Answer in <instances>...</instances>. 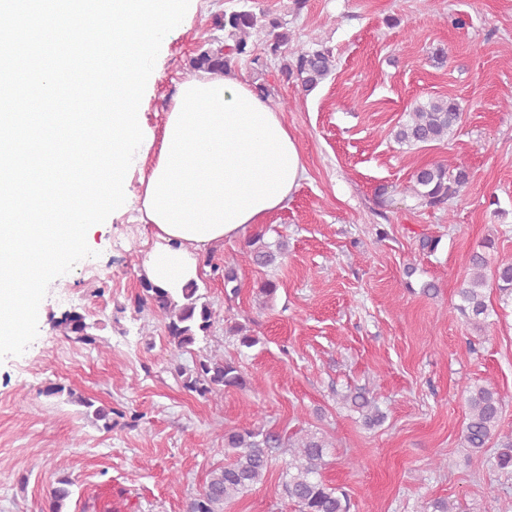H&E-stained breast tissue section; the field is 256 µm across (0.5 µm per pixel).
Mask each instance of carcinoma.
I'll use <instances>...</instances> for the list:
<instances>
[{"instance_id":"carcinoma-1","label":"carcinoma","mask_w":512,"mask_h":512,"mask_svg":"<svg viewBox=\"0 0 512 512\" xmlns=\"http://www.w3.org/2000/svg\"><path fill=\"white\" fill-rule=\"evenodd\" d=\"M267 30L263 54L282 60L280 72L293 79L303 90L310 91L332 71L334 57L328 48L306 49L290 46L288 33L276 19L265 12L257 13L248 5L224 14V44L200 51L190 61L194 70L229 74L242 61L257 63L255 44L249 43L253 33ZM462 118L461 106L453 98L431 99L415 106L406 121L393 133L394 139L404 145L441 141L455 131ZM470 173L464 167L450 171L445 163H430L416 169L409 190L418 204L425 207H443L460 195L469 183ZM287 245L279 241L271 245L264 235L257 233L245 243V254L250 262L261 267H272L286 255ZM141 288L149 299L152 310L164 326L167 341L178 352H189L199 339L208 336L214 325L225 320L221 312L203 300L196 282L182 289L179 298L141 279ZM496 288L500 294L512 296V261L491 264L483 252H474L468 259V273L457 291L460 302L456 310L467 325L485 332L493 325L486 303V290ZM65 335L85 344H96L92 325L85 315L72 311L59 321ZM226 333L233 337L237 350L244 352L260 343L245 325L234 322L226 325ZM185 389L200 396L219 393L227 388L243 389L247 377L234 359H215L204 356L194 368L177 369ZM468 409V421L463 430L466 447L477 453L498 435L503 402L497 390L489 385L468 384L463 387ZM345 402L359 413L368 427L378 426L384 415L379 411L376 396L364 388L345 395ZM80 403L94 408L95 420L106 430L112 428V409L94 406L90 400ZM288 449L290 460L285 471L283 491L299 508V512H350L347 493L324 479L328 443L314 433L303 434L292 440L267 429L259 413L252 414L245 425L224 428V455L228 462L210 471L202 489L186 504V512H224V503L263 482L282 449ZM72 482L61 479L50 491L49 512H63L69 498Z\"/></svg>"}]
</instances>
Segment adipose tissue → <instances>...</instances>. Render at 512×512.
<instances>
[{
    "label": "adipose tissue",
    "mask_w": 512,
    "mask_h": 512,
    "mask_svg": "<svg viewBox=\"0 0 512 512\" xmlns=\"http://www.w3.org/2000/svg\"><path fill=\"white\" fill-rule=\"evenodd\" d=\"M304 175L297 140L264 95L228 75L182 81L137 199L154 238L142 277L180 295L201 251L262 223Z\"/></svg>",
    "instance_id": "adipose-tissue-1"
}]
</instances>
